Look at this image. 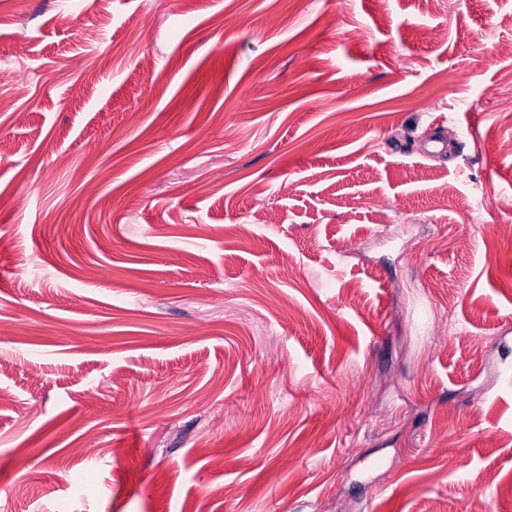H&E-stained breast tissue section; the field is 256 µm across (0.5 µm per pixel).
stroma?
Instances as JSON below:
<instances>
[{
    "mask_svg": "<svg viewBox=\"0 0 512 512\" xmlns=\"http://www.w3.org/2000/svg\"><path fill=\"white\" fill-rule=\"evenodd\" d=\"M510 99L512 0H0V512H512Z\"/></svg>",
    "mask_w": 512,
    "mask_h": 512,
    "instance_id": "obj_1",
    "label": "stroma"
}]
</instances>
